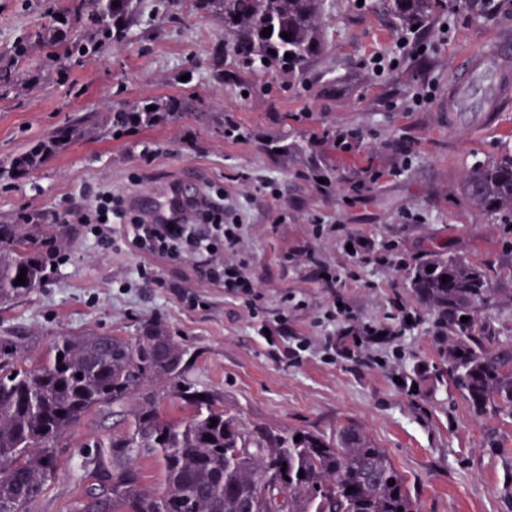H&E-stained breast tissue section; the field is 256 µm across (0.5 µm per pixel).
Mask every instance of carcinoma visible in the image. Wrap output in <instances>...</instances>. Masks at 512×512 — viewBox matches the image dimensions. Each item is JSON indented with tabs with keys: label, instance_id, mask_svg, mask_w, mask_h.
I'll return each instance as SVG.
<instances>
[{
	"label": "carcinoma",
	"instance_id": "cac0c4a2",
	"mask_svg": "<svg viewBox=\"0 0 512 512\" xmlns=\"http://www.w3.org/2000/svg\"><path fill=\"white\" fill-rule=\"evenodd\" d=\"M188 4L224 22V43L209 71L221 85L249 91L243 74L283 75L291 83L336 40L333 0H66L57 10L60 23L43 24L0 51V99L18 97L41 80L65 79L72 66L136 38L139 28L178 19ZM373 7L409 28L448 8V0H374ZM35 52L42 57L37 75L26 66ZM199 106L189 97L122 103L92 125L68 122L0 161V182L28 177L75 142L175 122ZM462 191L477 211L512 219V152L468 169ZM69 242L63 225L32 214L0 224V304L40 287ZM23 268L26 283L16 285ZM409 286L439 341L434 373L415 377L435 388L452 386L476 411L493 407L512 415V342L477 332V313L492 293L484 270L434 243L409 272ZM356 340L339 329L336 350L349 354L360 347ZM186 356L184 345L157 323L133 338L61 336L36 361L0 346V512H26L55 478L66 434L105 406L119 420L79 461L82 491L72 512H422L386 450L363 429L340 425L327 436L249 424L217 393L185 378ZM166 399L184 414L163 412ZM146 458L160 466L156 490L144 485Z\"/></svg>",
	"mask_w": 512,
	"mask_h": 512
}]
</instances>
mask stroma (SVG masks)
Masks as SVG:
<instances>
[{
	"label": "stroma",
	"instance_id": "35a3bbf8",
	"mask_svg": "<svg viewBox=\"0 0 512 512\" xmlns=\"http://www.w3.org/2000/svg\"><path fill=\"white\" fill-rule=\"evenodd\" d=\"M61 2L0 0V48L30 33L47 7ZM333 24L335 44L291 87L272 78L268 93L247 95L207 80L224 24L188 8L179 22L74 66L66 80L0 100V160L114 103L190 96L201 104L179 121L121 139L76 142L28 179L0 183V224L29 213L48 224L61 217L72 239L57 274L0 307V341L36 357L63 334L134 336L145 324L161 323L188 348V378L223 394L244 420L328 434L355 424L386 449L423 512H512V416L475 411L450 388L399 383L413 368L438 363L430 320L408 283V264L422 258L430 238L446 240L449 253L485 270L493 292L479 329L512 340V227L475 210L460 190L466 170L512 146V101L481 128L449 125L439 109L461 58L512 27V7L477 22L464 0H450L447 13L417 29L423 51L382 76L372 61L395 50L392 18L336 0ZM427 84L433 98L413 105L412 93ZM227 116L246 130L245 140L225 142ZM338 129L360 132L362 146L330 148L327 137ZM406 154L411 161L404 166ZM192 168L244 225L240 255L260 283L261 317L199 278L192 261L141 255L119 235L101 248L72 218L100 188L127 197ZM368 168L380 179L348 198V177ZM317 169L327 182L314 180ZM270 179L278 195L264 191ZM316 224L327 229L322 237L312 234ZM339 225L374 247L393 246L400 261L359 262L337 238ZM142 264L152 269L150 281L137 276ZM328 267L341 275L333 288L324 285ZM337 304L363 322L397 325L406 312L416 323L393 340L364 343L355 358L328 362L314 321ZM283 312L284 329L276 321ZM302 340L308 347L300 362L290 361L288 348ZM112 422L104 407L76 426L62 443L55 480L27 512H70L78 496L72 469L86 444L111 434Z\"/></svg>",
	"mask_w": 512,
	"mask_h": 512
}]
</instances>
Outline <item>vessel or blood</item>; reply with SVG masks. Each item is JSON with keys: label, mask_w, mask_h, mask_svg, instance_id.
<instances>
[{"label": "vessel or blood", "mask_w": 512, "mask_h": 512, "mask_svg": "<svg viewBox=\"0 0 512 512\" xmlns=\"http://www.w3.org/2000/svg\"><path fill=\"white\" fill-rule=\"evenodd\" d=\"M452 94L453 102L448 108L452 122L466 112L486 115L499 102L512 97V32H499L492 51L464 57L454 77ZM203 195L196 177L190 173L167 185L164 193L135 192L131 202L150 222L167 210L197 214Z\"/></svg>", "instance_id": "vessel-or-blood-1"}]
</instances>
